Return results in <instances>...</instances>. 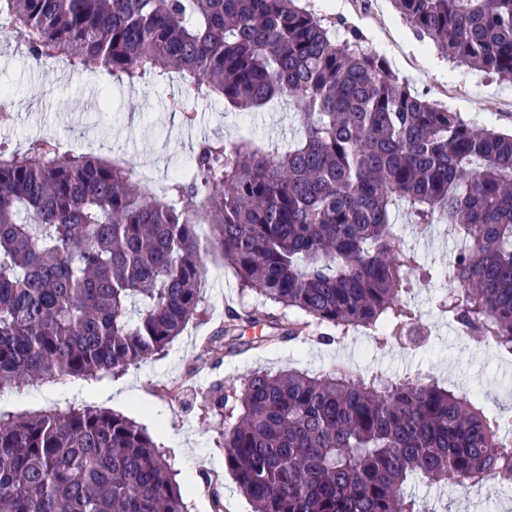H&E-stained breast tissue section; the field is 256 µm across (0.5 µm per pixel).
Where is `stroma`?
<instances>
[{"label":"stroma","instance_id":"35a3bbf8","mask_svg":"<svg viewBox=\"0 0 512 512\" xmlns=\"http://www.w3.org/2000/svg\"><path fill=\"white\" fill-rule=\"evenodd\" d=\"M308 2L335 24L337 40L359 33L418 95L477 126L512 130V83L454 67L403 21L391 0ZM24 53L22 34L0 27V87L10 89L18 100L11 120L0 123V147L10 151L49 136L61 151L119 158L164 185L182 171L184 160L202 141L246 137L272 149L286 147L294 135V121L283 101L264 112H239L216 100L194 99L176 80L162 87L132 88L115 82L107 88L101 79L51 63H23ZM174 97L181 98L185 112L169 110ZM397 228L405 246L415 249L425 264L447 269L456 241L445 225H433L424 237L416 235L406 218H399ZM203 262L205 316L190 323L164 353L94 379L98 385L116 386L111 398L97 401V408L133 418L171 450L191 512H253L224 468V420L203 406L200 394L217 383L241 384L258 370L319 372L339 362L356 372L379 370L392 377L420 370L448 387L478 392L490 413L512 418V365L461 335L435 307L448 290V279L419 283L412 290L409 302L420 318L419 340L401 337L379 350L369 333L359 329L348 332L338 345L284 341L230 356L207 354L203 348L226 310H260L263 300L240 288L233 269L218 253H208ZM80 384V379L71 378L62 384H24L0 391V412L66 410L81 404L74 392ZM414 492L430 505L447 506L449 512H506L512 502L497 492L478 501L439 483L417 484Z\"/></svg>","mask_w":512,"mask_h":512}]
</instances>
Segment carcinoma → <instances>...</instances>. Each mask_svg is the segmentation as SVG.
Returning <instances> with one entry per match:
<instances>
[{
	"instance_id": "1",
	"label": "carcinoma",
	"mask_w": 512,
	"mask_h": 512,
	"mask_svg": "<svg viewBox=\"0 0 512 512\" xmlns=\"http://www.w3.org/2000/svg\"><path fill=\"white\" fill-rule=\"evenodd\" d=\"M300 0H0L29 55L242 112L286 97L287 149L202 142L163 197L124 165L51 137L0 149V390L109 374L168 349L202 307V257L292 318L229 313L299 340L364 328L379 349L417 315L431 268L395 232L449 224L464 246L436 304L476 344L512 355V134L413 93L360 36L338 41ZM456 66L512 83V0H393ZM198 224L210 226L202 242ZM224 466L254 512H428L408 486L512 488L504 421L428 374L256 371L216 386ZM0 512H189L161 447L132 419L70 408L0 414Z\"/></svg>"
}]
</instances>
